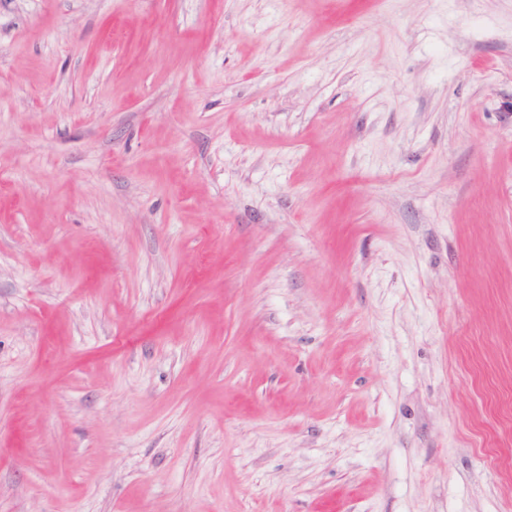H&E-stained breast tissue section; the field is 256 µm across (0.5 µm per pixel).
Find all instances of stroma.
<instances>
[{
    "mask_svg": "<svg viewBox=\"0 0 512 512\" xmlns=\"http://www.w3.org/2000/svg\"><path fill=\"white\" fill-rule=\"evenodd\" d=\"M0 512H512V0H0Z\"/></svg>",
    "mask_w": 512,
    "mask_h": 512,
    "instance_id": "obj_1",
    "label": "stroma"
}]
</instances>
